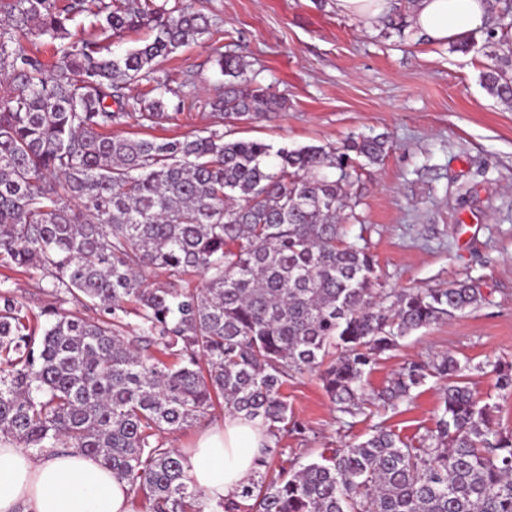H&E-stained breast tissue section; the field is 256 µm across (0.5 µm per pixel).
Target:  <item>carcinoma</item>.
<instances>
[{
    "label": "carcinoma",
    "mask_w": 512,
    "mask_h": 512,
    "mask_svg": "<svg viewBox=\"0 0 512 512\" xmlns=\"http://www.w3.org/2000/svg\"><path fill=\"white\" fill-rule=\"evenodd\" d=\"M79 17L95 37L72 38ZM142 27L149 39L112 52L108 39ZM211 27L180 0H0V266L51 278L55 299L36 314L0 289V435L31 452L98 457L146 512H512V431L491 426L469 362H405L380 390L365 387L400 339L481 301L465 282L388 291L374 255L345 240L354 163L381 161L385 140L276 150L217 127L182 139L112 134L181 114L178 90L125 89ZM45 39L51 61L33 49ZM217 65L233 78L209 101L220 118L283 106L234 82L238 56ZM481 82L512 103V49ZM189 272L203 287L182 286ZM68 301L83 312L62 309ZM304 371L351 416L371 395L397 406L429 378L447 384L434 428L408 438L379 424L286 467L275 463L282 437L306 427L282 388ZM493 372L512 392V366ZM219 397L270 442L240 500L213 505L159 435L191 426Z\"/></svg>",
    "instance_id": "1"
}]
</instances>
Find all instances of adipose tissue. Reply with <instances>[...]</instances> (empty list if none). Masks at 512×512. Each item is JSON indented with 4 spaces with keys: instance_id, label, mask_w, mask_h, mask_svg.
Masks as SVG:
<instances>
[{
    "instance_id": "ef3b65f1",
    "label": "adipose tissue",
    "mask_w": 512,
    "mask_h": 512,
    "mask_svg": "<svg viewBox=\"0 0 512 512\" xmlns=\"http://www.w3.org/2000/svg\"><path fill=\"white\" fill-rule=\"evenodd\" d=\"M405 5L410 28L437 42H451L483 27L488 0H335L340 13L371 29ZM269 437L257 421L225 416L205 427L189 449L187 476L212 503L238 499ZM0 512H132L126 482L90 454L61 449L25 451L0 438Z\"/></svg>"
}]
</instances>
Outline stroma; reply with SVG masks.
Listing matches in <instances>:
<instances>
[{
    "instance_id": "35a3bbf8",
    "label": "stroma",
    "mask_w": 512,
    "mask_h": 512,
    "mask_svg": "<svg viewBox=\"0 0 512 512\" xmlns=\"http://www.w3.org/2000/svg\"><path fill=\"white\" fill-rule=\"evenodd\" d=\"M188 2L218 33L181 47L157 68L156 78L184 94L183 113L151 127H118V135L180 138L215 124L206 103L228 81L216 59L232 53L245 62L244 79L285 104L270 117L225 125L226 139L293 149L385 136L384 159L357 169L351 193L360 220L347 224L348 241L368 247L385 287L462 281L479 289L481 302L402 339L367 386L382 388L405 361L449 353L470 360L477 395L495 404L496 426L512 430V394L496 388L490 371L492 363H512V105L481 83L489 62L483 30L465 54L416 32L381 37L336 12L333 0ZM0 281L32 311L52 302L40 273L0 266ZM284 393L306 431L281 445L304 461L361 441L378 424L407 437L424 433L441 404L432 378L412 403L394 410L370 400L353 418L337 412L316 374L292 378Z\"/></svg>"
}]
</instances>
